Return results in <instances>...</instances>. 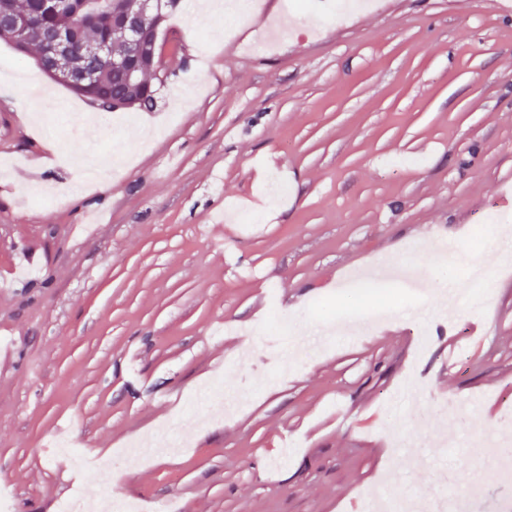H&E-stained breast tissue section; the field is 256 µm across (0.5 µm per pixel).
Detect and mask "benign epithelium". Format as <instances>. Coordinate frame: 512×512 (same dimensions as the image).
<instances>
[{"label": "benign epithelium", "mask_w": 512, "mask_h": 512, "mask_svg": "<svg viewBox=\"0 0 512 512\" xmlns=\"http://www.w3.org/2000/svg\"><path fill=\"white\" fill-rule=\"evenodd\" d=\"M122 0H109V9L103 15L92 16L88 19L91 24L104 22L112 25V31L123 33L135 45H142L144 35L152 32L149 51L148 67L154 74L162 78L169 70V62L162 53H157L158 25L165 20L169 10L175 6L174 0H140L139 10L133 14L126 12L121 6ZM86 0H41L39 7L44 12L79 13ZM0 29L10 32L13 44L18 50L26 49L28 20L14 14H0ZM75 30L71 27H59L48 35L50 59H41L40 65L49 78L56 82L67 83L75 88L80 87L94 78V72H71L62 70L57 65V58L70 54L74 42ZM82 52L96 62L110 61L114 64L127 65L126 59H116L112 55V45L108 39H99L85 43Z\"/></svg>", "instance_id": "1"}]
</instances>
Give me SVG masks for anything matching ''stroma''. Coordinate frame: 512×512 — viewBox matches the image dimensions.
I'll list each match as a JSON object with an SVG mask.
<instances>
[{
  "mask_svg": "<svg viewBox=\"0 0 512 512\" xmlns=\"http://www.w3.org/2000/svg\"><path fill=\"white\" fill-rule=\"evenodd\" d=\"M255 17L176 10L180 46L154 111L87 99L0 41V495L62 512L112 464L137 512H355L362 490L512 496L492 453L512 419V0H378L281 33ZM134 156L74 185L61 153ZM482 261L488 302L399 300L368 333H332L279 372L275 314L299 338L363 321L342 279L386 261L445 273L428 241ZM449 311L452 323L438 316Z\"/></svg>",
  "mask_w": 512,
  "mask_h": 512,
  "instance_id": "obj_1",
  "label": "stroma"
}]
</instances>
